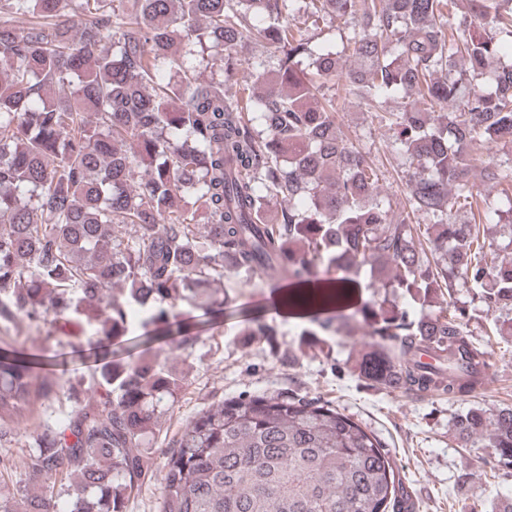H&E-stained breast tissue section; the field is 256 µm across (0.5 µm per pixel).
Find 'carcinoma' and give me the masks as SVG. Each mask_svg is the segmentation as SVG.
I'll list each match as a JSON object with an SVG mask.
<instances>
[{
  "label": "carcinoma",
  "mask_w": 512,
  "mask_h": 512,
  "mask_svg": "<svg viewBox=\"0 0 512 512\" xmlns=\"http://www.w3.org/2000/svg\"><path fill=\"white\" fill-rule=\"evenodd\" d=\"M333 18L353 27L351 67L303 35ZM245 41L277 58L239 88ZM505 49L512 0H0V321L91 327L99 362L95 400L70 385L68 423L37 435L38 492H0V512H56L62 486L70 512H125L183 377L153 357L113 360L112 340L135 306L165 325L188 296L209 308L226 267L297 285L286 302L308 311L303 353L364 325L377 348L362 377L475 390L488 352L459 289L500 313L484 335L512 336V258L485 251L504 214L471 183L488 145L512 144V59L493 65ZM336 84L409 163L398 214L376 197L371 152L336 123ZM409 91L419 103L387 109ZM483 174L511 216L512 158ZM364 271L383 299L359 300ZM58 389L53 371L0 356V430ZM451 426L459 447L512 468V406H472ZM163 484L159 512H415L377 437L299 396L197 414L164 452Z\"/></svg>",
  "instance_id": "obj_1"
}]
</instances>
